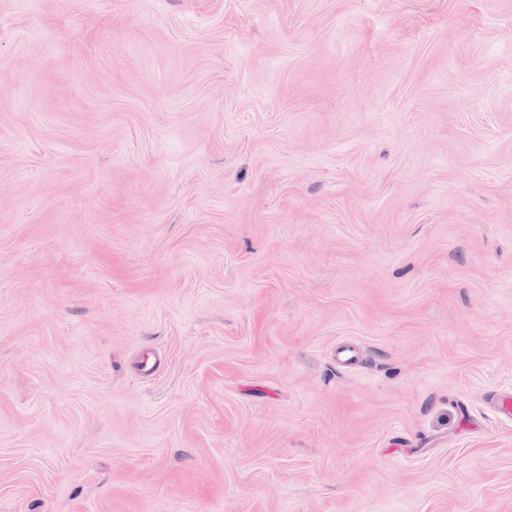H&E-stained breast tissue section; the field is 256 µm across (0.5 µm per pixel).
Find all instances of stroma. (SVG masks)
<instances>
[{
  "label": "stroma",
  "mask_w": 512,
  "mask_h": 512,
  "mask_svg": "<svg viewBox=\"0 0 512 512\" xmlns=\"http://www.w3.org/2000/svg\"><path fill=\"white\" fill-rule=\"evenodd\" d=\"M496 390L512 0H0V512H512Z\"/></svg>",
  "instance_id": "1"
}]
</instances>
